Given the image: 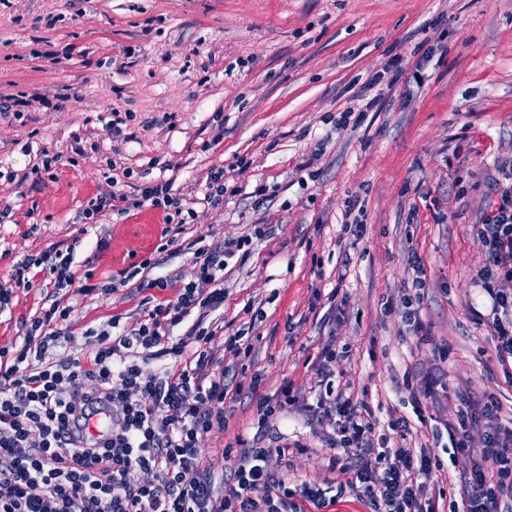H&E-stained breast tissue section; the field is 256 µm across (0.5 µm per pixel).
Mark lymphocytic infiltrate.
Listing matches in <instances>:
<instances>
[{"mask_svg":"<svg viewBox=\"0 0 512 512\" xmlns=\"http://www.w3.org/2000/svg\"><path fill=\"white\" fill-rule=\"evenodd\" d=\"M162 210L165 223L180 217L182 201L172 180L140 188L132 198L112 190L88 201L80 219L97 221L124 204ZM486 263L477 281L491 299L485 320L502 369H512V195L502 196L493 214L477 227ZM250 236L194 249L192 268L173 295L145 308L138 326L119 318L86 330L93 353L61 359L55 349L70 307L60 294L75 283L73 255L52 248L17 262L11 287L0 286V312L13 303L15 288L31 287L27 273L40 268L55 297L24 321V341L0 350V512H321L323 489L290 483L300 440L267 443L275 420L306 408L307 396L284 385L256 401L252 442L225 449L228 476L215 478L205 463L204 435L224 430L230 392L225 358L252 353L246 332L218 338L209 316L224 305L219 283ZM195 321L185 336L174 330L187 316ZM223 351H216V344ZM172 364L146 370L149 360ZM332 345L319 355V394L311 410L337 455L329 472L372 512H437L427 499V481L442 468L439 459L408 446L406 417L392 421L391 434L374 435L371 410L352 383L337 385ZM447 424L453 453L472 457L460 479L451 512H512V417L503 418L496 394H457ZM112 411V429L102 439L77 441L68 425L86 416L91 404Z\"/></svg>","mask_w":512,"mask_h":512,"instance_id":"1","label":"lymphocytic infiltrate"}]
</instances>
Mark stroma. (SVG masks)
Returning a JSON list of instances; mask_svg holds the SVG:
<instances>
[{"instance_id":"1","label":"stroma","mask_w":512,"mask_h":512,"mask_svg":"<svg viewBox=\"0 0 512 512\" xmlns=\"http://www.w3.org/2000/svg\"><path fill=\"white\" fill-rule=\"evenodd\" d=\"M435 54L420 58L427 48ZM52 57H44V50ZM402 73L382 91L369 80L391 59ZM31 95L22 118L11 101ZM375 98L367 112L359 98ZM351 111L338 130L333 118ZM126 117L120 136L101 123ZM60 154L54 179L20 181L42 152ZM128 176L121 192L159 178L173 180L193 218L168 251L157 252L163 215L144 206L102 223L77 215L107 191L109 162ZM225 170L227 193L199 202L207 172ZM265 187L266 201L252 194ZM512 187V0H10L0 5V284L16 262L72 249L76 291L72 336L62 357L91 352L83 333L120 315L133 327L143 292L134 284L112 294L81 293L121 280L135 260L154 257L143 279L175 278L190 267L188 245L251 235L243 260L224 272V323H254L250 366L235 368L239 388L227 402L224 431L204 436L216 472L224 450L252 438V390L274 394L292 382L310 388L328 341L346 346L337 377L365 391L378 432L391 411L413 413L407 374L433 375L436 401L409 441L440 457L445 497L468 456L450 457L434 432L451 419V389L493 392L512 410V380L498 369L490 329L475 319L491 301L478 285L486 262L476 236ZM364 206L362 236L346 231L349 200ZM261 237H254V230ZM424 264L419 317L434 341L416 345L399 311ZM17 289L0 313V349L23 341L22 319L42 306V275ZM447 361H440V354ZM273 435L296 437L309 450L294 461L297 479L325 488L323 512H370L349 489L327 483L334 450L310 413L276 421Z\"/></svg>"}]
</instances>
